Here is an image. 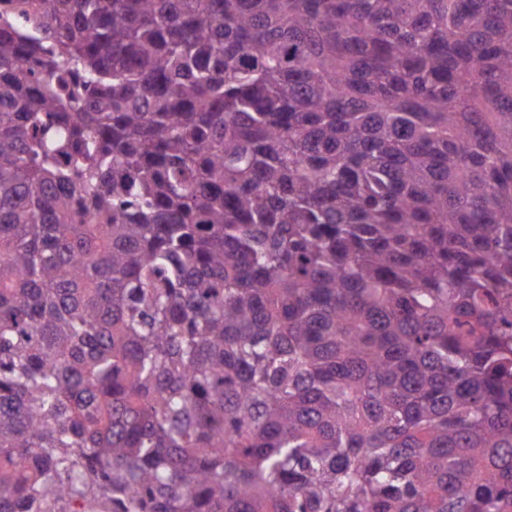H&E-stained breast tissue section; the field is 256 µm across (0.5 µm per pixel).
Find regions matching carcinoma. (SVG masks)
<instances>
[{"mask_svg": "<svg viewBox=\"0 0 512 512\" xmlns=\"http://www.w3.org/2000/svg\"><path fill=\"white\" fill-rule=\"evenodd\" d=\"M512 512V0H0V512Z\"/></svg>", "mask_w": 512, "mask_h": 512, "instance_id": "cac0c4a2", "label": "carcinoma"}]
</instances>
